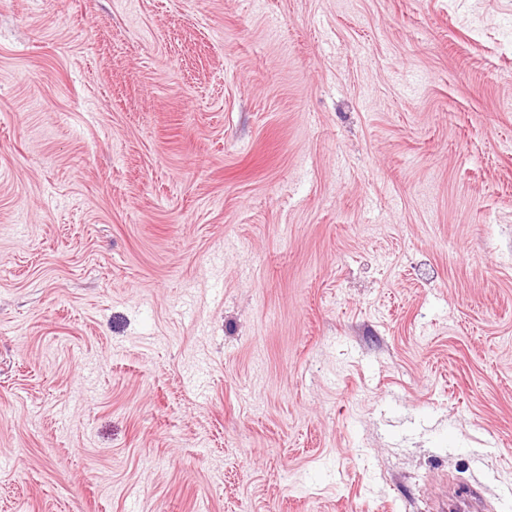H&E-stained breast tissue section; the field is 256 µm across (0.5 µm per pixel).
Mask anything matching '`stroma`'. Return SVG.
<instances>
[{
  "instance_id": "1",
  "label": "stroma",
  "mask_w": 512,
  "mask_h": 512,
  "mask_svg": "<svg viewBox=\"0 0 512 512\" xmlns=\"http://www.w3.org/2000/svg\"><path fill=\"white\" fill-rule=\"evenodd\" d=\"M512 512V0H0V512Z\"/></svg>"
}]
</instances>
